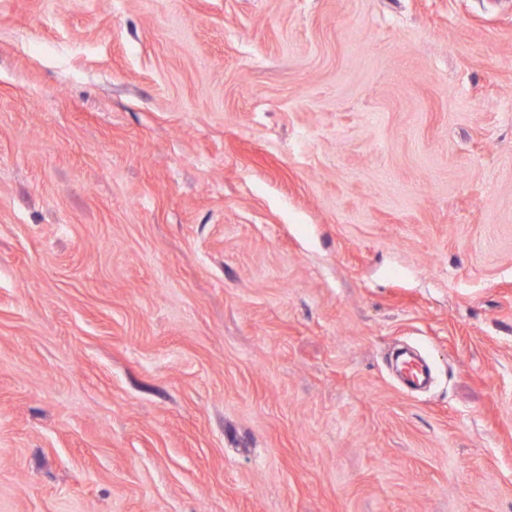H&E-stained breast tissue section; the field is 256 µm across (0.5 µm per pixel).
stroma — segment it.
Here are the masks:
<instances>
[{
	"mask_svg": "<svg viewBox=\"0 0 512 512\" xmlns=\"http://www.w3.org/2000/svg\"><path fill=\"white\" fill-rule=\"evenodd\" d=\"M0 512H512V0H0Z\"/></svg>",
	"mask_w": 512,
	"mask_h": 512,
	"instance_id": "35a3bbf8",
	"label": "stroma"
}]
</instances>
